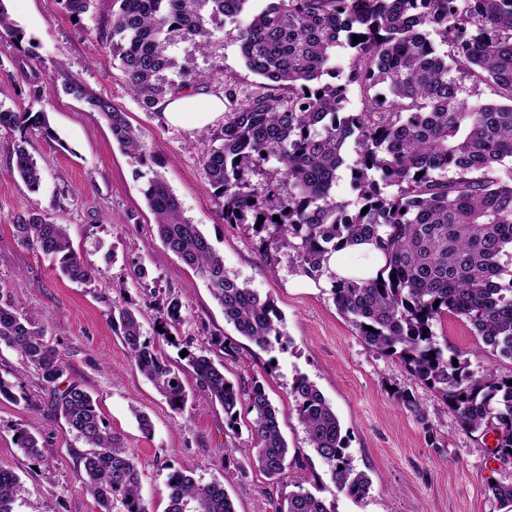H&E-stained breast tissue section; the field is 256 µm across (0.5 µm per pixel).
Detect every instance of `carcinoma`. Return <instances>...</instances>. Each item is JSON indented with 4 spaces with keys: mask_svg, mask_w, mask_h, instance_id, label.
I'll return each mask as SVG.
<instances>
[{
    "mask_svg": "<svg viewBox=\"0 0 512 512\" xmlns=\"http://www.w3.org/2000/svg\"><path fill=\"white\" fill-rule=\"evenodd\" d=\"M247 2L57 0L77 21L89 12L107 14L101 39L120 60L127 90L148 110L196 81L191 63L179 65L171 56L175 42L206 49L210 23L239 15ZM0 34H22L1 0ZM355 35L364 41L353 42ZM234 39L247 67L288 91V99L256 94L225 112L221 127L202 134L203 171L224 222L272 228L277 243L294 251L295 271L316 283L325 274L327 255L354 241L374 245L385 257L381 274L360 283L331 280L337 309L369 348L398 359L413 378L434 388L465 430L495 433L497 456L512 459V385L490 369L475 372L461 353L446 354L433 333L441 317H461L491 351L512 360V179L492 176L495 166L512 162V0H271L236 28ZM338 48L349 50L345 72L331 67ZM173 70L180 81L167 78ZM325 74L333 81L321 82ZM464 78L490 86L496 99L465 97ZM351 85L362 98L356 112L345 111ZM380 85L386 93L378 91ZM69 91L107 121L112 138L134 162L153 159L139 131L110 100L76 81ZM2 127L20 134L8 175L38 191L41 173L25 147L26 132L37 128L57 138L46 113L0 104ZM351 140L358 145L349 166L353 209L332 193ZM270 162L285 190L261 196L248 189L247 175ZM145 197L164 250L206 282L224 321L262 350L287 342L273 301L226 271L224 256L184 216L161 173L149 181ZM13 228L21 245L57 261L69 279L96 280L97 270L49 214L20 215ZM182 308L172 293L161 299L157 336L174 335ZM112 311V327L135 367L172 407L182 409L188 399L184 368L173 366L155 340L143 335L127 301H113ZM212 345L221 352L218 359L190 353L188 366L202 396L224 407L228 429L236 434L243 423L250 432L249 445L224 452L245 455L277 479L293 464L278 410L259 379L235 383L224 375L226 361L238 355L235 343L214 336ZM2 346L37 373L49 392L51 413L87 445L75 474L99 512H148L138 464L120 434L104 423L81 382L60 386L66 365L38 317L0 296ZM291 395L335 487L354 498L368 493L369 478L351 464L341 423L321 391L299 376ZM17 445L28 457L47 453L24 429ZM168 486L167 512H235L222 483H199L187 466L171 473ZM489 490L512 508V484H492ZM23 492L19 476L0 467V512H14ZM279 512L334 508L301 489L288 494Z\"/></svg>",
    "mask_w": 512,
    "mask_h": 512,
    "instance_id": "cac0c4a2",
    "label": "carcinoma"
}]
</instances>
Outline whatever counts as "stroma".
<instances>
[{
    "label": "stroma",
    "mask_w": 512,
    "mask_h": 512,
    "mask_svg": "<svg viewBox=\"0 0 512 512\" xmlns=\"http://www.w3.org/2000/svg\"><path fill=\"white\" fill-rule=\"evenodd\" d=\"M5 5L24 39L18 44L0 36V104L46 112L57 137L44 138L36 129L27 133V148L42 172L41 189L32 193L8 176L17 134L0 129V294L17 310L37 313L46 322L48 337L67 364V378L97 398L102 419L134 456L149 512H166L168 476L186 465L199 482L223 483L236 512H276L278 502L300 487L330 501L335 512H506L488 486L512 483V462L493 458L492 437L463 430L435 389L410 378L397 359L369 349L337 310L330 288L296 274L292 250L278 247L270 230L225 223L203 173L201 129L169 124L126 90L119 60L98 35L103 16L74 20L56 0H5ZM236 25L227 18L213 28L203 55L188 42L172 46L177 59L194 60L200 80L190 92L221 94L230 87L240 103L261 92L264 79L246 67L232 37ZM25 54L28 71L47 88L36 103L18 73ZM70 78L126 113L160 161L185 216L223 255L226 270L273 300L288 333L286 346L264 351L239 336L206 284L164 253L144 195L152 168L133 162L113 140L107 122L65 91ZM39 211L65 225L75 251L98 269L93 284L70 281L50 257L18 243L17 217ZM134 261L147 270L142 280L127 274ZM158 291L172 292L186 304L175 340L161 345L173 365L185 366L186 352L209 348L217 333L239 348L237 359L226 362L225 376L264 381L297 458L279 481H270L243 455L225 460V446L247 442L249 433L226 427L223 407L200 397L192 375L184 377L188 401L176 411L133 365L112 329V301L122 296L141 310L143 334L151 338L155 329L148 304ZM433 331L439 344L469 358L474 371L491 368L512 376V361L493 354L464 319L443 316ZM300 375L333 406L352 465L371 479L364 497L335 488L328 465L309 445L291 396ZM0 377L27 394L23 400L0 399V467L14 470L24 485L16 512H98L75 478L76 460L86 446L63 419L44 410L47 393L39 376L4 348ZM404 392L421 404L425 420L404 407L399 399ZM139 412L149 417L151 432L140 429ZM21 428L46 448L44 458L28 457L18 448Z\"/></svg>",
    "instance_id": "35a3bbf8"
}]
</instances>
